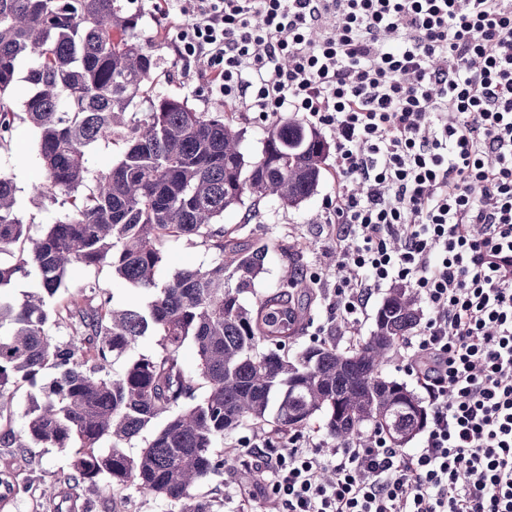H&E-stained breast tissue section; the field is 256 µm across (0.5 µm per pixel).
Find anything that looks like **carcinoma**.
I'll return each instance as SVG.
<instances>
[{"label": "carcinoma", "instance_id": "obj_1", "mask_svg": "<svg viewBox=\"0 0 512 512\" xmlns=\"http://www.w3.org/2000/svg\"><path fill=\"white\" fill-rule=\"evenodd\" d=\"M164 39L163 28L141 39L136 15L120 0H0V145L18 118L4 97L18 62L31 57L25 117L37 129L45 172L32 191L70 204L34 237L12 181L0 175V255L18 251L12 264H0V288L32 269L40 276L20 302L0 296V419L11 416L16 389L55 371L21 429L0 428V447L78 442L83 452L64 476L70 489L93 492L105 480L150 494L169 512H216L195 490L224 473L215 448L244 425L278 434L316 425L360 445L382 433L405 447L429 410L383 367L420 311L412 289L394 287L366 340L339 350L318 338L288 358L303 323L298 289L313 301L312 283L292 268L278 291L256 295L268 246L224 239L219 220L247 196L299 206L316 192L330 145L288 120L272 125L258 159L246 160L242 130L224 113L155 92ZM139 99L150 111L128 116ZM101 141L123 149L112 166L94 170L89 159ZM185 237L214 250L213 262L159 280L164 244ZM75 264L111 267L144 301L119 308L88 280L80 299L60 302ZM246 294L255 301L245 304ZM53 326L68 336L53 335ZM147 336L158 337L159 350L132 355ZM187 343L197 352L195 372L180 361ZM157 421L141 452L128 455L123 445ZM105 439L112 445L103 450Z\"/></svg>", "mask_w": 512, "mask_h": 512}]
</instances>
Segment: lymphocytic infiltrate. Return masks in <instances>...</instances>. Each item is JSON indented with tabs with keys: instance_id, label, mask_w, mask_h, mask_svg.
<instances>
[{
	"instance_id": "obj_1",
	"label": "lymphocytic infiltrate",
	"mask_w": 512,
	"mask_h": 512,
	"mask_svg": "<svg viewBox=\"0 0 512 512\" xmlns=\"http://www.w3.org/2000/svg\"><path fill=\"white\" fill-rule=\"evenodd\" d=\"M177 57L206 58L229 110L334 134L336 289L355 329L400 282L430 420L385 436L250 451L285 512H512V0H191Z\"/></svg>"
}]
</instances>
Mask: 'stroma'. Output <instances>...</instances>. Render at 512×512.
Returning a JSON list of instances; mask_svg holds the SVG:
<instances>
[{
	"mask_svg": "<svg viewBox=\"0 0 512 512\" xmlns=\"http://www.w3.org/2000/svg\"><path fill=\"white\" fill-rule=\"evenodd\" d=\"M130 12L139 17L137 31L141 38L152 39L158 27H166L164 43L158 51L159 67L155 72L157 93L188 97L202 112L222 110V98L201 78L204 68L200 61L179 60L173 50L178 16L161 19L154 14L149 0H122ZM0 172L10 177L16 187V208L32 234L53 223L65 210L61 203L34 196L33 184L43 181L44 171L38 155V133L27 121L14 124L7 144L0 147ZM336 194L332 173H324L317 191L296 207L266 198L246 199L244 205L228 209L222 222L227 235L244 241L267 244L264 271L257 280V293L273 291L281 282L286 269L294 267L318 274L320 293L311 312L303 322L300 337L292 344L291 353L309 345L313 336L326 333L336 338L338 349L349 348L352 338L345 335L341 321L331 303L336 285V227L330 224V198ZM166 264L161 278H168L178 269L205 267L212 263L215 253L201 245L196 238H183L165 244ZM99 280L110 290L116 305L140 303V293L128 284L113 278L109 266L98 268L77 266L66 276L68 296H75L88 280ZM253 427L239 429L236 436L225 439V450L239 456L236 463L225 466L223 475L204 483L202 494L220 503L218 512H283V506L272 492L254 457L241 445V438L252 437ZM72 449L61 450L35 445L29 448H1L0 471L9 473L13 483L29 485L28 493L13 494L0 485V512H51V505L42 497L44 486L55 485L60 495H68L69 487L62 477L67 472ZM96 504L94 512H165V505L153 496L133 489L117 490L99 483L91 495Z\"/></svg>",
	"mask_w": 512,
	"mask_h": 512,
	"instance_id": "obj_1",
	"label": "stroma"
}]
</instances>
